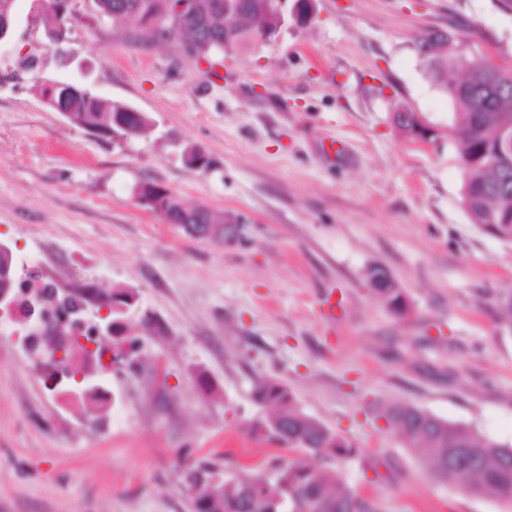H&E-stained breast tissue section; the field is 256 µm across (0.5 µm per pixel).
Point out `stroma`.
<instances>
[{
    "label": "stroma",
    "instance_id": "stroma-1",
    "mask_svg": "<svg viewBox=\"0 0 512 512\" xmlns=\"http://www.w3.org/2000/svg\"><path fill=\"white\" fill-rule=\"evenodd\" d=\"M79 16L66 43L28 24L0 47V239L61 285L130 288L109 407L51 400L28 356L0 361V512H193L180 459L227 482L299 460L252 432L272 376L344 435V482L381 512H503L439 481L380 404L418 406L512 443V245L470 223L447 139L399 136L403 102L439 132L454 117L427 78V30L465 36L459 69L512 59V13L495 0H316L309 24L234 59L151 41L137 22ZM78 82L149 116L138 136L99 139L37 91ZM341 150L330 156L325 139ZM201 150L207 168L190 166ZM244 227L233 244L191 238L141 206L140 182ZM408 294L394 315L366 273ZM379 461V476L364 469Z\"/></svg>",
    "mask_w": 512,
    "mask_h": 512
}]
</instances>
